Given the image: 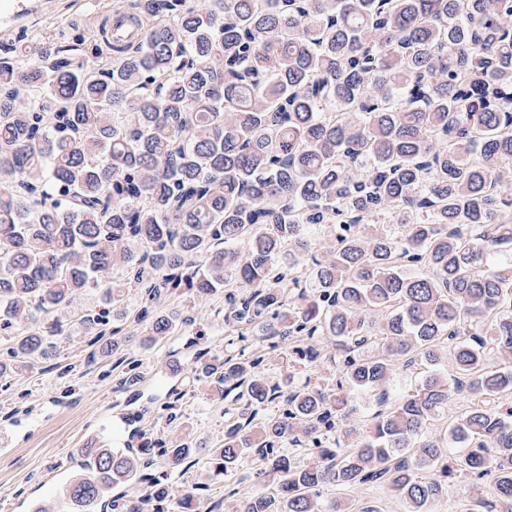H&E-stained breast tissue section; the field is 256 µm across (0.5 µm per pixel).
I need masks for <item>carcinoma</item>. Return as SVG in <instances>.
Segmentation results:
<instances>
[{
    "label": "carcinoma",
    "instance_id": "obj_1",
    "mask_svg": "<svg viewBox=\"0 0 512 512\" xmlns=\"http://www.w3.org/2000/svg\"><path fill=\"white\" fill-rule=\"evenodd\" d=\"M141 40L76 57L0 54V337L16 363L65 336L59 315L86 290L91 344L147 301L224 290L237 350L196 380L235 393L211 466L266 485L233 501L169 463L192 448L81 449L80 465L148 482L129 512H346L330 486L389 488L405 512L461 470L483 512L495 476L512 512V0H132ZM152 317L147 335L186 336ZM339 351L336 387L270 385L262 349L316 366ZM448 358L452 374L436 372ZM431 372L394 399L395 367ZM376 402L348 420L354 392ZM470 407L429 437L455 394ZM432 477L426 479L422 472ZM73 497L120 508L88 475Z\"/></svg>",
    "mask_w": 512,
    "mask_h": 512
}]
</instances>
